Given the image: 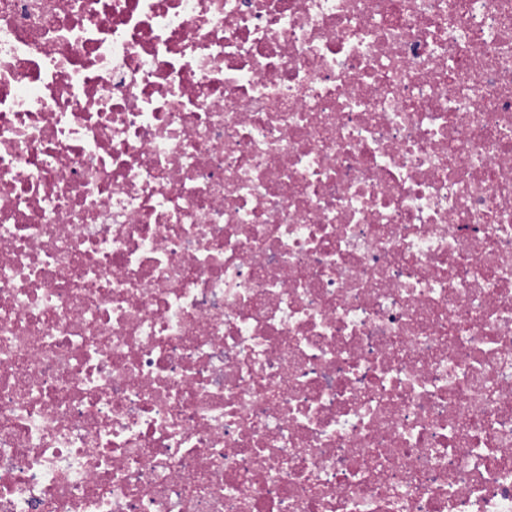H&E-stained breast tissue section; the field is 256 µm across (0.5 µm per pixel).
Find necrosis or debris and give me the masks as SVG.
I'll return each instance as SVG.
<instances>
[{
  "label": "necrosis or debris",
  "mask_w": 512,
  "mask_h": 512,
  "mask_svg": "<svg viewBox=\"0 0 512 512\" xmlns=\"http://www.w3.org/2000/svg\"><path fill=\"white\" fill-rule=\"evenodd\" d=\"M0 512H512V0H0Z\"/></svg>",
  "instance_id": "1"
}]
</instances>
